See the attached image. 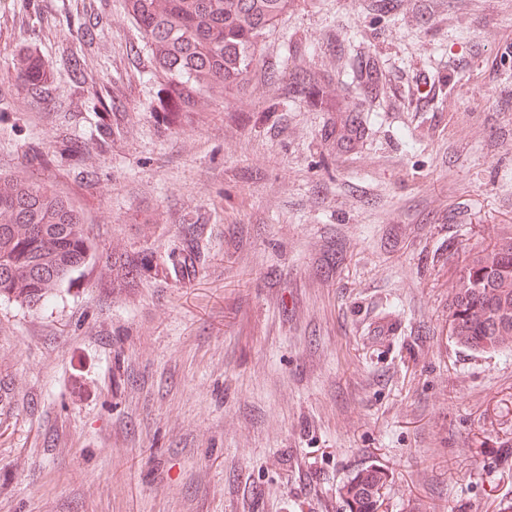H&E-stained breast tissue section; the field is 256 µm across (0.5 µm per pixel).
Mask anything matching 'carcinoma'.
Segmentation results:
<instances>
[{
  "label": "carcinoma",
  "instance_id": "obj_1",
  "mask_svg": "<svg viewBox=\"0 0 512 512\" xmlns=\"http://www.w3.org/2000/svg\"><path fill=\"white\" fill-rule=\"evenodd\" d=\"M111 0H14L11 13L25 19L32 33L61 12L75 18L66 46L46 57L36 37L22 39L0 80V112H11L23 94L44 112H95L102 152L112 140V113L118 111L112 83L93 65V45L103 14L87 8ZM139 40L149 47L145 75L166 76L151 111L163 120L197 111L204 92L231 89L252 68L276 78L278 104L297 100L318 112H338L341 102L330 84L306 70L287 72L278 62L255 56L257 37L274 28L294 0H124ZM365 94L392 106L397 87L389 84L370 54L351 66ZM87 148L57 151L74 167L84 165ZM90 245L80 209L67 197L23 180L0 176V300L30 308L52 305L59 286L86 261ZM452 336L462 346L495 352L512 336V237L496 243L465 267L452 303ZM385 483L377 468L358 470L344 486L348 512H374Z\"/></svg>",
  "mask_w": 512,
  "mask_h": 512
}]
</instances>
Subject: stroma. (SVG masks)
Here are the masks:
<instances>
[{
    "instance_id": "obj_1",
    "label": "stroma",
    "mask_w": 512,
    "mask_h": 512,
    "mask_svg": "<svg viewBox=\"0 0 512 512\" xmlns=\"http://www.w3.org/2000/svg\"><path fill=\"white\" fill-rule=\"evenodd\" d=\"M292 42L337 94L376 53L411 105L278 112L255 69L163 124L112 0L94 51L125 109L95 185L26 158L90 144L93 113L0 114V173L74 201L91 244L52 307L0 302V512H345L366 467L377 512H512V345L450 322L468 260L512 236V0H295L256 56ZM120 256L158 271L117 280ZM385 473L377 468L358 470L344 486V498L349 512H374L376 498L385 483Z\"/></svg>"
}]
</instances>
